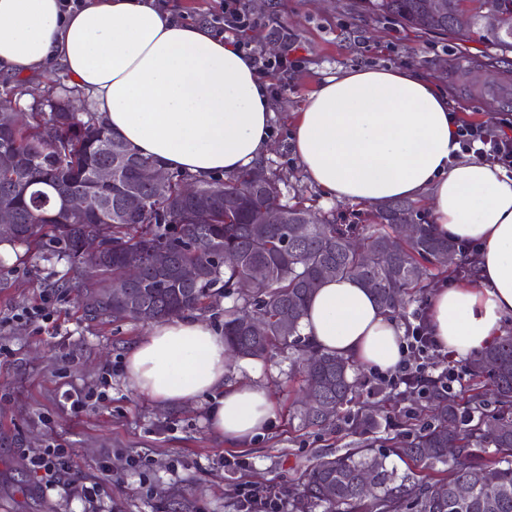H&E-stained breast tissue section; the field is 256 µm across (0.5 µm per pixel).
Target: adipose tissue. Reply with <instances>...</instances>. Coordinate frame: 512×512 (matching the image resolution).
<instances>
[{
	"label": "adipose tissue",
	"instance_id": "ef3b65f1",
	"mask_svg": "<svg viewBox=\"0 0 512 512\" xmlns=\"http://www.w3.org/2000/svg\"><path fill=\"white\" fill-rule=\"evenodd\" d=\"M63 67L90 91L103 123L139 154L208 180L254 166L273 112L247 55L200 24L174 21L150 0H0V74ZM447 93L402 68H350L325 78L291 119V148L326 198L426 202L436 232L478 246L471 281L434 289L427 320L438 344L467 358L512 322V177L458 155ZM302 330L319 350L386 371L402 358L404 326L353 278L326 281ZM222 332L189 316L153 323L126 358L130 386L183 406L211 394L212 430L235 444L275 417L265 389L231 384Z\"/></svg>",
	"mask_w": 512,
	"mask_h": 512
}]
</instances>
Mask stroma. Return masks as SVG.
I'll return each mask as SVG.
<instances>
[{"label": "stroma", "instance_id": "35a3bbf8", "mask_svg": "<svg viewBox=\"0 0 512 512\" xmlns=\"http://www.w3.org/2000/svg\"><path fill=\"white\" fill-rule=\"evenodd\" d=\"M259 25L250 39L266 54L282 51L280 32L297 48L287 95L274 98L265 154L285 183L314 211L342 223L368 224L361 204L325 201L290 148L288 113L327 76L348 67L395 66L436 80L461 122L497 126L512 119V52L495 78L486 65L494 49L478 36L422 34L390 19H363L354 0H244ZM0 270V512H244L240 489L257 486L275 498L301 484L317 456L360 447L345 418L302 425L296 415L302 374L291 351L248 359L228 382L264 387L275 419L249 444L214 432L209 398L170 407L134 391L125 373L132 345L146 333L136 323L87 320L73 293L61 288L64 262L33 257L23 247ZM37 317H29V310ZM371 373L359 374L352 410L376 412L378 438L405 440L410 422H425L432 399L380 393ZM83 391V409L66 396ZM47 448L67 449L68 466L47 487L30 459ZM95 486L92 501L75 484Z\"/></svg>", "mask_w": 512, "mask_h": 512}]
</instances>
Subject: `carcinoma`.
<instances>
[{"label": "carcinoma", "instance_id": "1", "mask_svg": "<svg viewBox=\"0 0 512 512\" xmlns=\"http://www.w3.org/2000/svg\"><path fill=\"white\" fill-rule=\"evenodd\" d=\"M470 2L446 0L447 11L440 20L423 14L424 0H358L357 10L369 17L394 18L424 33H446L456 14L469 13ZM478 2L486 12L470 13L469 28L461 34L476 26L493 48L512 52V0H501V13L509 15L504 20L490 15V0ZM73 93L83 90L57 81L27 122L0 129V203L11 206L19 226L16 237L0 242L22 245L47 261H65L73 276L61 287L76 289L90 320L150 323L205 310L222 296L231 298L232 305L224 308V339L230 352L256 359L276 348L295 351L307 389L339 412L355 397L354 365L314 349L300 332L310 299L328 280L322 268L330 265L332 277H353L367 285L379 305L396 316L426 287L431 269L470 272L456 260L459 246L438 237L409 201L375 206L377 223L388 227L386 231L369 233L356 224H339L333 215L313 217L311 224L296 223L302 216L312 217L311 209L296 194V202L288 201L275 169L269 170L270 180L259 191L253 187V169L223 180L193 182L202 198L225 193L255 197L243 207L226 209L220 204L198 210L182 201L189 177L177 172L164 193L140 187L142 209L119 215L120 196L93 182L95 168L110 159V149H124L134 165L115 175L116 184L123 185L133 179L135 167L159 161L132 151L95 113L82 118L63 111L65 99ZM74 192L110 194L112 209L73 212L66 197ZM268 208L282 211L288 223H265ZM404 223L416 224V235L400 237ZM90 235L99 237L103 245L94 260L82 251L83 239ZM174 236L170 270L160 274L152 252ZM226 251L235 252L238 261L222 262ZM130 257L141 266V279L131 286L139 305L136 313L106 296L108 288L125 281ZM184 266L200 268L201 278L182 282L177 272ZM258 268L262 277L248 291H241V283ZM248 317L264 324L262 333L247 332L243 321ZM470 371L491 387L496 412L484 414L482 393L473 394L472 412L478 413V422L469 427L471 416L462 414L459 404L449 398L435 406L429 423L396 449L424 470L435 463L448 465L443 474L419 479L406 475L398 482L384 458L354 448L320 456L306 474L302 496L323 507V512H512V334L478 353ZM348 422L359 434L373 433L379 426L371 412H357ZM365 469L377 475L369 493L358 489ZM461 485L468 487L464 498L456 494Z\"/></svg>", "mask_w": 512, "mask_h": 512}]
</instances>
